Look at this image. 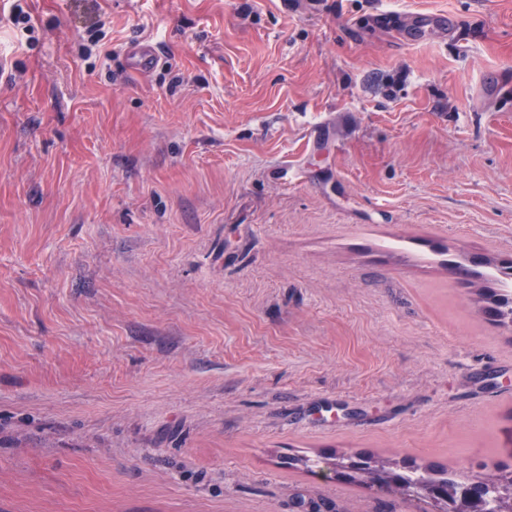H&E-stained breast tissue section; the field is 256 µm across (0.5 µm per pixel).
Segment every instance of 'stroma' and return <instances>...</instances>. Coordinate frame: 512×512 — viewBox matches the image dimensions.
Masks as SVG:
<instances>
[{
	"label": "stroma",
	"mask_w": 512,
	"mask_h": 512,
	"mask_svg": "<svg viewBox=\"0 0 512 512\" xmlns=\"http://www.w3.org/2000/svg\"><path fill=\"white\" fill-rule=\"evenodd\" d=\"M0 54V512H419L279 458L512 459V0H0ZM408 14L410 21L403 20L402 25L400 16L388 11L377 13L374 20L381 27L398 28L401 39L407 44L420 41L425 33V28L429 25L453 30L458 24L456 16L448 12ZM126 57L133 70L147 74L157 66L160 52L158 47L150 43H137L128 47Z\"/></svg>",
	"instance_id": "1"
}]
</instances>
